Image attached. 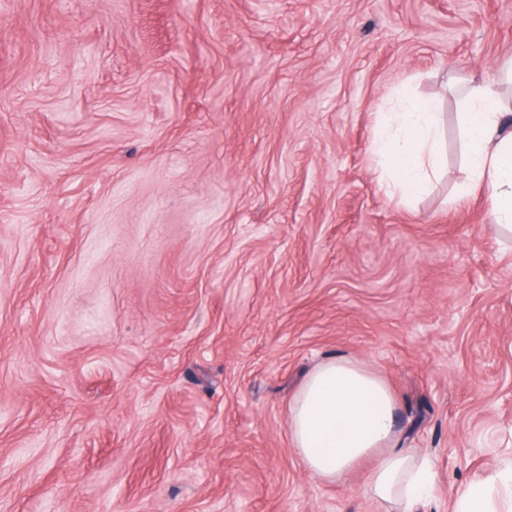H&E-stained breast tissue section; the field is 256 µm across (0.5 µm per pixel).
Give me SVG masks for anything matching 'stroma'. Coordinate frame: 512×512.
Segmentation results:
<instances>
[{
    "instance_id": "stroma-1",
    "label": "stroma",
    "mask_w": 512,
    "mask_h": 512,
    "mask_svg": "<svg viewBox=\"0 0 512 512\" xmlns=\"http://www.w3.org/2000/svg\"><path fill=\"white\" fill-rule=\"evenodd\" d=\"M512 0H0V512H378L288 439L321 362H366L416 512L512 464V238L465 177L462 92ZM446 165L390 199L395 89Z\"/></svg>"
}]
</instances>
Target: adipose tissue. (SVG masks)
Returning <instances> with one entry per match:
<instances>
[{"label":"adipose tissue","instance_id":"adipose-tissue-1","mask_svg":"<svg viewBox=\"0 0 512 512\" xmlns=\"http://www.w3.org/2000/svg\"><path fill=\"white\" fill-rule=\"evenodd\" d=\"M396 111L376 126L372 155L386 194L412 199L422 194L441 168L440 104L401 89ZM463 163L467 179L458 193L486 195L490 215L512 225V124L507 108L487 85L470 88L462 100ZM396 396L362 362L331 358L305 379L288 406V438L303 467L316 479L341 482L370 462L366 495L394 512H412L432 488L428 461L398 447ZM512 504V466L464 488L454 512H504Z\"/></svg>","mask_w":512,"mask_h":512}]
</instances>
